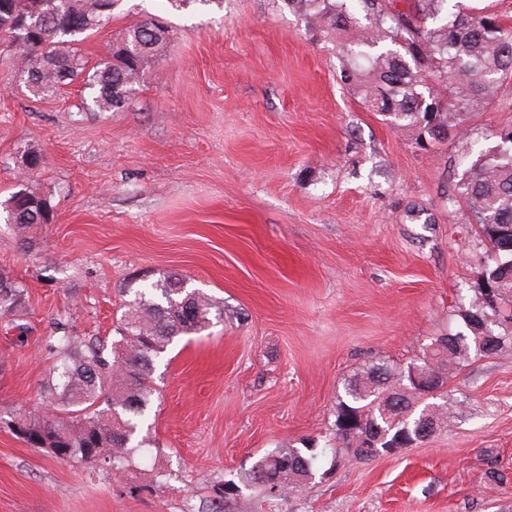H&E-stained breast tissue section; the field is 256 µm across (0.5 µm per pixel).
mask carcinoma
I'll return each mask as SVG.
<instances>
[{
    "label": "carcinoma",
    "mask_w": 512,
    "mask_h": 512,
    "mask_svg": "<svg viewBox=\"0 0 512 512\" xmlns=\"http://www.w3.org/2000/svg\"><path fill=\"white\" fill-rule=\"evenodd\" d=\"M118 0H0V56L8 57L12 77L31 94L44 98L79 80L88 90L83 107L90 112H119L146 66L162 55L170 30L152 17L134 23L105 55L90 65L80 44L106 25ZM312 32L336 46L340 77L358 89L362 101L397 127L415 126L419 144L433 140L432 128L463 134L462 116L483 108L500 86L512 79V29L488 11L454 13L448 0H411L406 12L390 0H286ZM434 85L427 86L428 79ZM492 153H480L458 184L469 203L491 255L475 299L458 317L466 332L438 336L422 355L395 371L383 364L355 373L336 408L332 448L359 461L369 460L361 445L379 434L398 437L403 447L441 430L446 404L427 403L443 394L448 375L471 355H490L512 333L493 325L512 306V128L494 133ZM43 156L21 150L15 191L4 204L6 221L25 235L33 224L53 215L44 194L31 185ZM156 298L138 292L127 305L117 338L106 344L72 336L65 329L47 337L54 362L49 369L45 402L51 418L19 419L23 440L66 462L106 465L115 472L131 463L136 424L155 388V361L180 336L198 334L210 324L214 304L207 294L187 290L170 274L151 284ZM25 308V289L0 272V314L15 316ZM314 445L278 448L258 461L259 471L246 477L277 497L313 479Z\"/></svg>",
    "instance_id": "obj_1"
}]
</instances>
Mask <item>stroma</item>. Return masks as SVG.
<instances>
[{"instance_id": "obj_1", "label": "stroma", "mask_w": 512, "mask_h": 512, "mask_svg": "<svg viewBox=\"0 0 512 512\" xmlns=\"http://www.w3.org/2000/svg\"><path fill=\"white\" fill-rule=\"evenodd\" d=\"M149 16L171 43L118 112L81 111L78 82L34 97L0 63V202L29 145L54 216L28 246L0 218V272L26 290L0 317V512H512L510 346L449 375L447 423L424 442L367 462L326 445L345 379L461 330L489 251L457 185L512 126V80L465 137L424 148L364 106L283 0H120L89 62ZM162 272L217 309L157 361L132 463L91 469L17 438L43 411L57 323L115 336ZM306 438L310 483L281 497L245 483Z\"/></svg>"}]
</instances>
